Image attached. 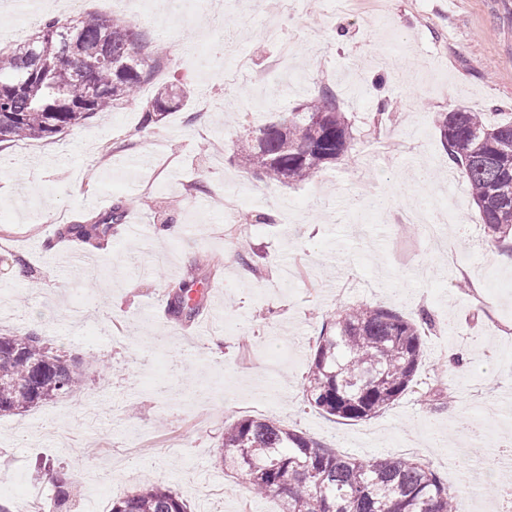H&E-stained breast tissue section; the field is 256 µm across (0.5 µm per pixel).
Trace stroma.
Masks as SVG:
<instances>
[{
	"instance_id": "stroma-1",
	"label": "stroma",
	"mask_w": 512,
	"mask_h": 512,
	"mask_svg": "<svg viewBox=\"0 0 512 512\" xmlns=\"http://www.w3.org/2000/svg\"><path fill=\"white\" fill-rule=\"evenodd\" d=\"M86 15L125 19L167 55L138 104L0 144V333L40 336L85 373L80 391L0 418V500L25 512L24 498L47 501L64 473L67 512H108L149 475L191 512H279V497L251 495L220 459L225 427L255 417L361 458L396 454L405 439L446 482L489 464L478 491L454 490L456 512H512L507 493L489 491L503 471L490 459L512 445L501 402L512 390V265L439 133L454 107L512 113V0H322L302 17L288 0H223L218 15L168 0L143 17L83 0L64 17ZM403 41L402 86L378 60ZM285 47L287 69L270 71ZM169 82L190 88L186 107L145 123L143 103ZM325 88L348 123V154L288 184L239 167L233 148L249 126ZM389 134L385 162L370 148ZM120 202L121 236L60 237ZM425 205L458 223L406 234L400 217ZM162 224L181 235L156 244ZM229 249L251 279L225 264ZM186 271L214 285L191 320L168 311ZM358 306L415 323L428 311L435 323L416 386L350 422L310 406L304 383L322 314Z\"/></svg>"
}]
</instances>
